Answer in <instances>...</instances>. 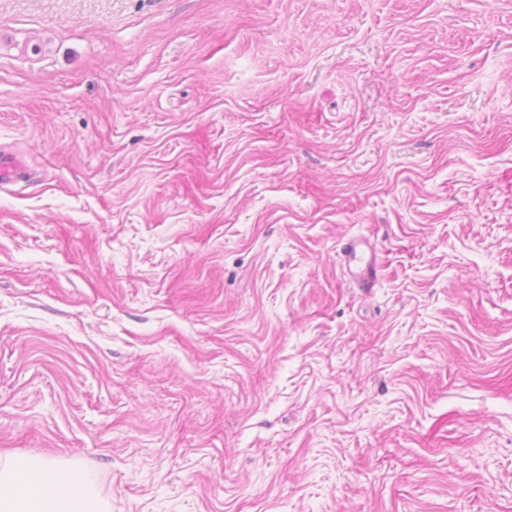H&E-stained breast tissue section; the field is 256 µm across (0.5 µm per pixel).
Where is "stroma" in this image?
I'll list each match as a JSON object with an SVG mask.
<instances>
[{
	"label": "stroma",
	"mask_w": 512,
	"mask_h": 512,
	"mask_svg": "<svg viewBox=\"0 0 512 512\" xmlns=\"http://www.w3.org/2000/svg\"><path fill=\"white\" fill-rule=\"evenodd\" d=\"M0 150V453L512 512V0H0ZM341 254V266L349 281L363 286L374 284L380 260L376 250L365 238L350 239Z\"/></svg>",
	"instance_id": "stroma-1"
}]
</instances>
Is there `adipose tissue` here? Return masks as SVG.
I'll list each match as a JSON object with an SVG mask.
<instances>
[{
    "mask_svg": "<svg viewBox=\"0 0 512 512\" xmlns=\"http://www.w3.org/2000/svg\"><path fill=\"white\" fill-rule=\"evenodd\" d=\"M27 471V481L19 482L14 457L0 454V512H105L96 497L77 489L73 467L32 460Z\"/></svg>",
    "mask_w": 512,
    "mask_h": 512,
    "instance_id": "obj_1",
    "label": "adipose tissue"
}]
</instances>
